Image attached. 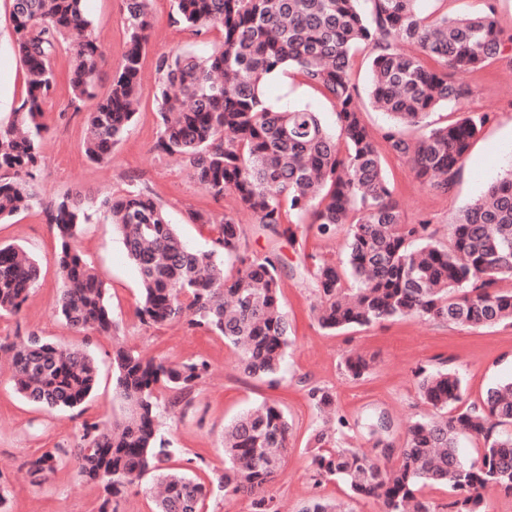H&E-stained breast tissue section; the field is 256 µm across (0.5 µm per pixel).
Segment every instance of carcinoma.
Instances as JSON below:
<instances>
[{
	"mask_svg": "<svg viewBox=\"0 0 512 512\" xmlns=\"http://www.w3.org/2000/svg\"><path fill=\"white\" fill-rule=\"evenodd\" d=\"M173 0L171 19L196 30L218 27L221 46L204 58H158L159 130L154 149L186 163L214 200L235 196L264 230L297 242L304 219L322 236L343 231L338 262L303 266L318 297L321 329L369 327L418 317L468 327L512 324V293L497 288L512 280V171L467 207L452 225L450 245L436 240L426 222L408 224L392 195L377 143L365 125L354 81L356 53L369 50V97L392 129L389 150L411 163L417 178L447 193L456 183L487 115L463 113L431 127L426 118L442 103L465 97L452 73L475 70L497 58L504 36L491 13L430 18L420 0ZM126 42L107 91L95 92L104 53L90 36L83 0H13L14 48L26 74L17 111L0 121V223L39 202L30 182L40 160L46 127L42 103L55 91L53 60L60 48L71 63L66 80L73 101L94 100L83 149L96 163L112 159L136 114L141 57L152 28L149 0H121ZM293 69L319 88L335 108L339 135L307 108L276 111L263 99L266 77ZM419 127L418 138L401 128ZM104 216L122 237L138 270L142 296L135 314L146 326L179 322L191 331L221 336L240 348L243 374L278 382L289 345L290 323L281 303L276 254H239L240 225L231 216L214 223L207 211H191L194 224L212 225V247L191 251L162 202L145 184L104 197ZM57 241L60 279L58 315L80 334L110 336L108 288L77 249L89 215L63 195L45 209ZM237 262L225 272L224 259ZM41 268L22 248L0 245V313H17L37 286ZM10 355L16 391L54 410L81 408L92 396L99 368L84 348L59 346L35 333L17 341L0 338ZM347 376L363 378L371 361L354 353L344 359ZM209 373L205 361L168 363L145 359L129 347L112 352L114 392L121 420H86L73 453L80 476L104 492L100 512L124 489L153 477L162 486L156 512H199L208 489L185 473L163 467L178 449L159 431L162 412L189 402ZM422 400L436 414L413 423L400 464L381 458L394 452L390 422L379 415L368 425L372 452L329 447L320 429L313 440L316 480H338L356 497L371 498L381 512H440L422 490L448 488V512H486L482 491L490 486L512 495V378L490 387L478 403L462 405L461 378L449 370L415 371ZM310 397L325 422L333 396L313 388ZM290 425L285 411L264 401L240 413L224 430V497L251 499L254 512H277L267 486L284 466ZM462 436L483 443L466 459ZM59 449L29 462L33 475L54 470ZM300 512H343L334 501L313 499Z\"/></svg>",
	"mask_w": 512,
	"mask_h": 512,
	"instance_id": "cac0c4a2",
	"label": "carcinoma"
}]
</instances>
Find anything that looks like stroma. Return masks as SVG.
<instances>
[{
	"label": "stroma",
	"mask_w": 512,
	"mask_h": 512,
	"mask_svg": "<svg viewBox=\"0 0 512 512\" xmlns=\"http://www.w3.org/2000/svg\"><path fill=\"white\" fill-rule=\"evenodd\" d=\"M423 14L451 17L493 12L504 34L512 33V0H421ZM91 34L106 61L98 91H106L124 49L125 25L120 0H84ZM172 0H153L150 42L141 60L140 104L135 120L112 151L111 162L99 164L83 153L85 112L75 111L66 82H59L43 105L47 131L33 188L39 205L0 224V244L24 247L41 267V278L21 312L0 315V336L29 332L65 347H84L99 364L100 377L84 411L48 410L22 398L10 374L0 367V485L7 501L0 512H98L101 489L82 480L69 458H62L42 482H33L28 463L44 451L71 448L84 421L121 418L123 407L113 394L112 347L121 341L143 355L172 362L206 361L209 375L194 389L184 413L162 414L160 429L180 453L170 462L191 479L211 486L224 471V427L242 411L276 401L291 426L286 464L267 491L280 512H298L314 498L344 503L347 512H380L369 498L351 496L334 480L316 481L312 466V437L318 412L308 391L329 390L334 408L347 425L338 430L340 445L366 444L367 424L376 413L392 422L390 440L403 447L407 430L432 412L418 393L415 371L419 366L448 368L463 384V401L479 402L488 387L512 377V326L469 328L418 318L387 321L368 328L339 333L321 329L313 316L317 298L300 275L301 267L322 259L338 260L342 235L322 236L308 231L299 244L276 239L259 229L254 217L240 211L236 198L220 200L206 195L174 159L153 148L159 127L156 62L159 56L192 53L206 55L222 41L219 29L199 32L171 21ZM468 90L459 103L432 111L429 122L443 126L460 113H485L489 120L474 141L451 193L441 194L418 180L403 157L382 150L384 170L406 223L426 219L447 241L451 224L487 186L512 168V57L503 55L481 69L457 77ZM277 110L308 107L318 112L328 130L336 117L330 99L318 88L302 83L294 72L280 74L264 91ZM25 96V74L13 50L12 0H0V116L9 117ZM147 183L166 207L190 249L206 250L208 228L190 223L189 210H206L234 217L241 225V254L261 258L276 252L281 264V299L291 323L290 346L276 386L244 375L236 349L222 337L190 332L182 324L148 328L140 324L135 308L140 298L138 273L128 259L121 237L103 219L100 199L129 186ZM77 197L90 217L77 245L95 267L110 296L119 339L76 334L59 317L56 303L60 283L56 269L57 243L42 209L44 202L63 195ZM360 352L374 358L372 370L359 380L350 379L342 364L346 354Z\"/></svg>",
	"instance_id": "obj_1"
}]
</instances>
